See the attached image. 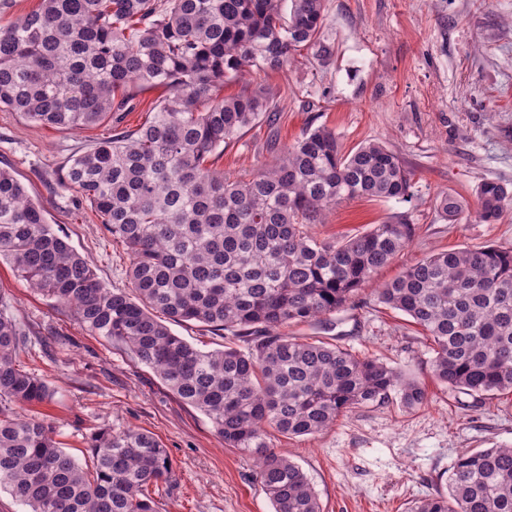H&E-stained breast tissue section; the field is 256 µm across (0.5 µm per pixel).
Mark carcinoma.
Instances as JSON below:
<instances>
[{
    "mask_svg": "<svg viewBox=\"0 0 512 512\" xmlns=\"http://www.w3.org/2000/svg\"><path fill=\"white\" fill-rule=\"evenodd\" d=\"M324 21V0H40L0 27V108L34 124L118 125L112 113L132 109L142 90L168 88L146 122L72 156L61 178L126 250L131 290L104 286L2 168L0 258L70 307L90 335L127 347L227 447L251 456L273 512L321 509L271 432L313 435L352 408L429 401L424 386L377 359L284 332L335 314L412 239L404 216L329 241L310 231L343 201L406 199L411 174L398 154L371 142L345 154L333 131L318 128L248 179L206 165L269 109L262 89L222 96L224 84L285 69ZM476 201L478 218L493 223L512 188L485 181ZM438 208L450 221L462 211L448 193ZM377 298L425 331L440 384L478 397L512 393V250L431 255ZM5 305L0 293V488L28 512H159L147 489L172 481V469L155 437L95 432L84 466L43 420L11 411L47 403L54 390L16 364L25 334ZM166 319L233 341L203 352ZM447 486L411 512H512V447L462 452Z\"/></svg>",
    "mask_w": 512,
    "mask_h": 512,
    "instance_id": "obj_1",
    "label": "carcinoma"
}]
</instances>
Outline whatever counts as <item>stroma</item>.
<instances>
[{
  "label": "stroma",
  "instance_id": "stroma-1",
  "mask_svg": "<svg viewBox=\"0 0 512 512\" xmlns=\"http://www.w3.org/2000/svg\"><path fill=\"white\" fill-rule=\"evenodd\" d=\"M325 15L319 41L294 54L287 69L225 84L227 95L262 87L274 109L211 163L246 179L284 145L325 127L343 152L380 142L410 170L408 201L344 202L313 225L318 239H333L404 215L414 235L335 315L291 325L288 333L383 360L425 385L428 405L355 408L327 431L277 434L272 442L307 474L322 512H411L445 491L463 449L512 446V395L477 397L436 383L428 337L375 295L431 254L512 249V206L486 224L475 197L487 180L512 185V0H325ZM111 130L107 122L68 130L34 125L2 109L0 168L13 172L107 287L125 288L124 247L77 192L60 185L63 161ZM446 192L463 203L453 222L436 207ZM0 291L27 333L20 367L54 391L37 413L55 426L67 452L85 460L87 439L98 429L145 431L164 444L172 463V482L148 488L161 512H272L252 458L225 447L210 419L182 403L152 369L89 335L72 311L33 291L1 259Z\"/></svg>",
  "mask_w": 512,
  "mask_h": 512
}]
</instances>
